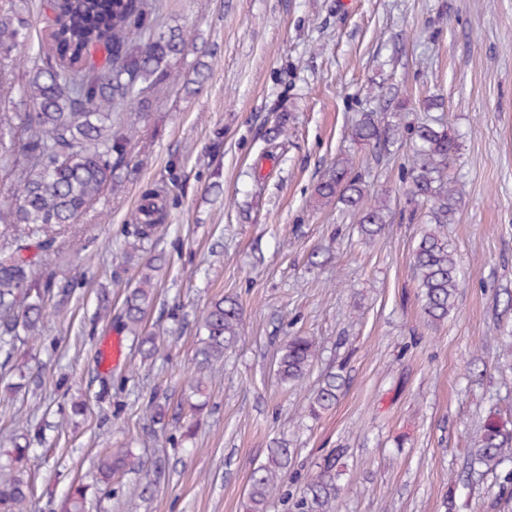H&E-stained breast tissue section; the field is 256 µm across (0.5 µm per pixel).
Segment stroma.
<instances>
[{
  "label": "stroma",
  "mask_w": 512,
  "mask_h": 512,
  "mask_svg": "<svg viewBox=\"0 0 512 512\" xmlns=\"http://www.w3.org/2000/svg\"><path fill=\"white\" fill-rule=\"evenodd\" d=\"M160 20L196 38L179 81L149 92L119 190L37 271L80 285L49 297L24 358L29 383L18 387L15 362L0 366V454L39 442L27 512H61L70 487L91 483L98 458L127 442L145 472H162L138 512H244L249 474L280 438L292 462L267 512H288L287 494L338 448V512H444L450 490L458 512H503L512 484L466 463L490 412L512 419V0H162ZM429 96L462 145L448 244L466 282L437 328L421 315L411 256L421 223L403 190ZM401 102L391 153L354 140L364 113L389 120ZM343 157L368 194L388 197L390 222L374 240L359 234L358 213L312 203ZM149 187L165 190L167 216L148 248L164 261L142 324L164 347L145 362L119 321L139 266L114 254ZM226 296L241 303L245 333L200 366L202 313ZM296 333L320 354L287 391L273 360ZM330 371L345 385L310 418ZM155 395L166 402L160 426L144 411Z\"/></svg>",
  "instance_id": "35a3bbf8"
}]
</instances>
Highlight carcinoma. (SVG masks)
Listing matches in <instances>:
<instances>
[{
    "mask_svg": "<svg viewBox=\"0 0 512 512\" xmlns=\"http://www.w3.org/2000/svg\"><path fill=\"white\" fill-rule=\"evenodd\" d=\"M45 23L49 39L38 46L36 62L18 86L20 102L28 112H1L0 125L20 129V158L12 162L13 190L0 202V220L12 235L0 240V352L11 358L18 345L38 336L48 296L67 294L75 281L57 286L40 283L34 270L49 263L57 238L96 202L108 187L120 183L118 171L131 162L129 145L136 133L112 129V111L124 108L144 118L148 105L142 84H159L178 77L177 62L184 59L194 37L182 28L156 23L152 0H47ZM33 27L25 0L0 8V51L26 53ZM352 136L382 154L394 144L392 125L376 112H366ZM410 149L416 157L408 173L406 193L426 206L424 227L412 250L413 273L420 290L421 310L429 326H437L455 310L462 288L461 264L448 247L447 225L455 223L459 190L448 180V168L460 151L459 135L443 121L432 118L415 130ZM365 187L348 158L317 183L316 206L341 203L361 212L360 231L371 240L387 220V199L380 196L362 206ZM166 199L159 191L144 196L135 224L120 256L128 261L152 240L165 216ZM154 261L143 266L138 285L128 291L121 329L130 335L144 358L162 348L158 339L143 333L142 322L153 301ZM205 336L197 355L201 363L224 359V351L242 337L243 317L238 301L225 297L213 303L203 317ZM319 357L315 339L295 334L277 350L275 374L281 387L297 388ZM343 386L341 375L324 376L309 404L318 416L333 408ZM29 448L18 446L9 462L0 465V512H24L29 485L23 461ZM339 448L326 458L321 471L308 480L293 502L294 512H336V467ZM471 463L512 483V422L490 414L476 431L470 448ZM291 462L290 449L273 442L267 461L251 472L245 512H266L280 490ZM143 463L131 450L99 458L96 484L109 485L112 476L138 475ZM88 487L70 488L62 512H85Z\"/></svg>",
    "mask_w": 512,
    "mask_h": 512,
    "instance_id": "obj_1",
    "label": "carcinoma"
}]
</instances>
